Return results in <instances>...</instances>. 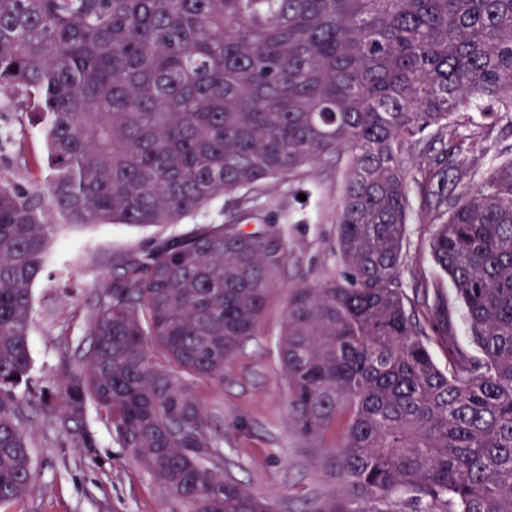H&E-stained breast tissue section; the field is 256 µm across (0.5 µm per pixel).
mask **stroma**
Listing matches in <instances>:
<instances>
[{
  "instance_id": "35a3bbf8",
  "label": "stroma",
  "mask_w": 512,
  "mask_h": 512,
  "mask_svg": "<svg viewBox=\"0 0 512 512\" xmlns=\"http://www.w3.org/2000/svg\"><path fill=\"white\" fill-rule=\"evenodd\" d=\"M1 129L20 130L21 138L0 142V174L24 190H33L50 174L41 124L21 123L13 97L0 92ZM510 146L512 127L498 125L478 142L475 152L457 155L452 164L462 171H484ZM314 180L317 188L304 201L289 192L287 184L265 188L263 197L272 204L268 221L285 240L286 261L256 336L237 354L223 385H199L210 423L224 436L225 468L250 491L272 500L277 512H296L300 498L325 487L323 472L308 465L300 439L288 426V390L278 357L291 289L343 272L336 257L340 177L334 168L323 165L316 169ZM234 217L232 203L220 195L176 224H92L50 239L46 269L32 287L36 311L29 335L30 382L17 390L24 404L22 424L32 439L36 483L28 495L0 507V512H172L159 486L117 447L95 406H87L85 412V422L97 439L89 452L59 434L52 416L40 408L41 394L75 370L88 350L91 339L82 335L80 325L94 311L96 284L111 276L118 259L148 249L159 236ZM432 219L429 198L419 184H412L400 279L416 309L430 312V350L443 367L448 363L449 342L469 353L475 347L468 335L466 309L433 260ZM50 300L58 308L52 318L43 313Z\"/></svg>"
}]
</instances>
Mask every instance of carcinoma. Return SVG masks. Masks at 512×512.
I'll use <instances>...</instances> for the list:
<instances>
[{
	"instance_id": "cac0c4a2",
	"label": "carcinoma",
	"mask_w": 512,
	"mask_h": 512,
	"mask_svg": "<svg viewBox=\"0 0 512 512\" xmlns=\"http://www.w3.org/2000/svg\"><path fill=\"white\" fill-rule=\"evenodd\" d=\"M0 90L43 124L51 169L36 193L0 175V506L36 480L17 388L59 229L45 210L153 227L224 194L239 220L120 260L81 370L48 395L82 448L94 403L175 512H274L224 471L197 386L224 384L277 287L286 249L258 196L307 194L330 164L345 271L293 289L279 341L291 425L327 475L297 512H512V151L433 203L478 355L450 340L438 367L400 285L407 158L443 183L427 139L451 158L459 128L512 120V0H0Z\"/></svg>"
}]
</instances>
